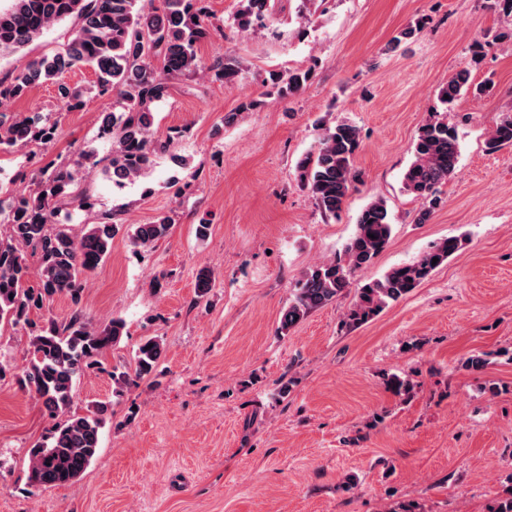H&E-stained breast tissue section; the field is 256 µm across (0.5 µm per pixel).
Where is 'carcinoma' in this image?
I'll return each instance as SVG.
<instances>
[{
	"label": "carcinoma",
	"mask_w": 512,
	"mask_h": 512,
	"mask_svg": "<svg viewBox=\"0 0 512 512\" xmlns=\"http://www.w3.org/2000/svg\"><path fill=\"white\" fill-rule=\"evenodd\" d=\"M203 0H11L0 10V53L28 46L51 25L69 18L78 27L60 50L31 61L9 81L0 80V103L25 96L33 87L59 78L79 66L92 68L102 94L112 93L119 111L106 112L102 124L112 132V154L106 175L117 185L132 182L153 165L164 146L152 142L153 106L165 100L174 80L188 79L203 68L196 45L209 35ZM271 0H241L233 26L247 32L270 16ZM224 83L239 77L235 58L212 66ZM309 72L288 70L269 74L267 94L285 99L306 86ZM470 70L462 68L440 88L442 103L453 107L471 88ZM56 124L43 122L34 113L5 119L0 114V146L55 138ZM512 146V115L496 124L487 149L495 152ZM360 148L356 126L340 121L325 129L317 148L295 165L299 183L326 216L338 215L361 182L355 166ZM458 134L448 116L435 115L418 131L413 160L403 176L404 190L420 203L416 221L430 219L458 162ZM75 179L68 164L41 173L37 189L3 205L0 224L8 233L0 237V323L32 329L27 362L18 376L20 388L32 394L44 415L56 420L49 438L29 450L30 487L59 486L78 478L96 457L101 429L112 403L95 401L86 413H71L73 389L88 371L102 369V358L123 335L125 323L112 319L109 326L94 327L79 312L64 320L47 318L33 326L30 314L44 309L56 295L80 302L86 277L107 259L120 225L87 224L81 234L69 224L57 223V202L70 197L82 208L85 197L73 191ZM171 218L159 215L148 224L134 225L129 242L135 249L155 246L169 236ZM392 234L391 217L384 200L377 199L360 213L353 235L341 252L314 265L296 284L294 297L281 317V330L297 325L310 312L334 301L350 286L351 278L367 269L383 251ZM464 245L461 236L445 238L419 258L402 263L358 288L355 301L344 315L349 328L364 325L390 305L417 288L448 262ZM37 257V283L31 284L28 255ZM214 286L213 273L202 268L196 276L198 296ZM162 344L143 340L134 356V375L144 379L156 372ZM387 388L403 399L411 397L414 384L398 375L386 379Z\"/></svg>",
	"instance_id": "carcinoma-1"
}]
</instances>
